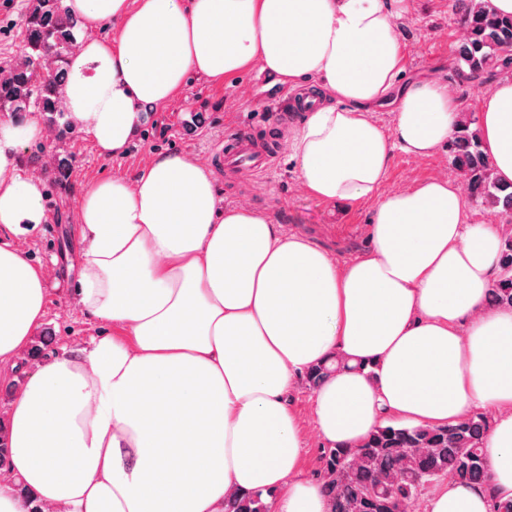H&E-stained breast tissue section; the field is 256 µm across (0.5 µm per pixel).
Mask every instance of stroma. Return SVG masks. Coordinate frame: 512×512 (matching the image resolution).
<instances>
[{
  "mask_svg": "<svg viewBox=\"0 0 512 512\" xmlns=\"http://www.w3.org/2000/svg\"><path fill=\"white\" fill-rule=\"evenodd\" d=\"M26 0H0V67L22 57L24 34L21 18ZM408 8L394 23L404 43V70L399 86L425 79L457 85L462 109L476 115L487 83L460 82L454 50L463 28L455 0H407ZM294 91L274 78L259 80L255 67L217 83L203 76L189 77L166 103L150 112L137 137L121 156L106 159L93 141L77 127L58 135L45 116H38L39 139L19 150L21 175L42 184V224L29 233L11 237V244L45 275L46 316L43 328L53 343L46 352L54 357L84 346L92 337L112 336L127 340L124 331L88 315L77 302L78 255L81 238L78 200L98 178L112 175L130 178L157 156L178 152L201 163L214 181L222 206L235 207L238 199L250 200L257 211L268 214L283 233L299 235L322 248L337 265L361 257L369 248V218L374 200L351 207L331 205L309 195L288 160H280L272 174L248 180L207 162V150L224 133L238 125L264 134L274 127L291 136L301 115L280 112ZM447 150L426 156L394 151L381 190L411 189L431 178L454 179ZM289 402L298 420L301 461L307 475L320 467L322 442L314 416L313 391L296 380Z\"/></svg>",
  "mask_w": 512,
  "mask_h": 512,
  "instance_id": "35a3bbf8",
  "label": "stroma"
}]
</instances>
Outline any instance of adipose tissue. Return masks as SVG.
Returning a JSON list of instances; mask_svg holds the SVG:
<instances>
[{"label": "adipose tissue", "mask_w": 512, "mask_h": 512, "mask_svg": "<svg viewBox=\"0 0 512 512\" xmlns=\"http://www.w3.org/2000/svg\"><path fill=\"white\" fill-rule=\"evenodd\" d=\"M406 0H66L117 39H81L64 83L71 122L105 158L192 74L220 82L253 62L280 81L318 79L321 103L288 142L306 191L350 207L375 199L370 249L338 267L262 212L221 208L213 180L182 154L133 178L99 179L78 202L77 294L125 329L39 366L14 395L0 512H224L261 494L268 512H331L305 474L288 393L336 357L313 391L318 433L353 448L381 425L443 426L497 414L484 442L489 483H446L425 512H493L512 500V307L488 296L496 225L465 221L453 180L381 193L394 150L444 148L456 88L397 89ZM397 95L392 130L367 116ZM494 177L512 183V77L476 114ZM36 121L0 124V231L42 223V187L18 173ZM42 271L0 245V364L29 346L46 311Z\"/></svg>", "instance_id": "1"}]
</instances>
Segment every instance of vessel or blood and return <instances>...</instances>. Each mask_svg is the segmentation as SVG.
I'll list each match as a JSON object with an SVG mask.
<instances>
[{
    "mask_svg": "<svg viewBox=\"0 0 512 512\" xmlns=\"http://www.w3.org/2000/svg\"><path fill=\"white\" fill-rule=\"evenodd\" d=\"M283 151L282 138L233 130L211 146L208 156L223 163L227 170L258 176L272 171Z\"/></svg>",
    "mask_w": 512,
    "mask_h": 512,
    "instance_id": "b4317fda",
    "label": "vessel or blood"
}]
</instances>
